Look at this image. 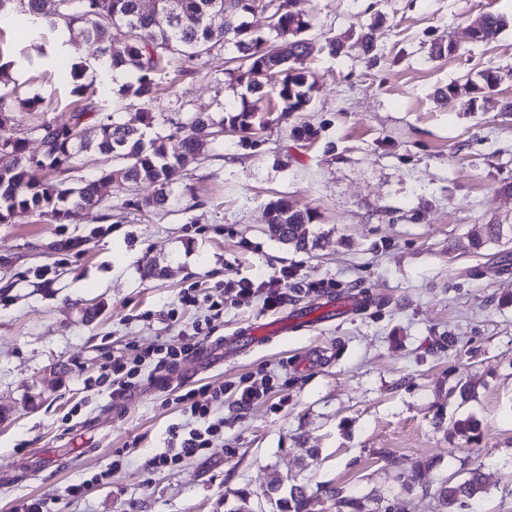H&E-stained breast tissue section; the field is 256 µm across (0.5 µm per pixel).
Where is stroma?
<instances>
[{
  "mask_svg": "<svg viewBox=\"0 0 512 512\" xmlns=\"http://www.w3.org/2000/svg\"><path fill=\"white\" fill-rule=\"evenodd\" d=\"M310 37L372 32L370 54L328 51L299 59L314 88L308 111L268 125L257 139L227 133L205 150L169 205L153 188L107 187L74 224L21 214L0 224V512L45 502L49 512H288L304 487L308 512H337L329 490L364 497L371 512H441L442 481L485 463L484 512H512V243L473 251L483 224H512V79L477 104H446L437 89L512 70V0H306ZM487 13L506 27L489 43L471 28ZM455 42L454 57L431 44ZM232 45L184 63L153 103L166 135L191 113L221 119L238 103ZM0 79L41 109L18 110L29 152L37 129L68 121L74 98L49 60H20ZM315 135L295 139L294 125ZM285 197L318 216V248L305 253L267 231L266 206ZM72 241L58 252L54 244ZM162 278L146 277L152 267ZM294 271L273 310L233 281ZM188 288L224 294L213 343L221 354L178 363L173 382L143 380L122 409L99 378L102 363L178 343L210 314L183 306ZM357 298L347 314L323 313L327 297ZM94 304L99 314L83 319ZM308 314L279 337L256 325ZM62 368L50 378V368ZM269 379L266 396L240 408L236 388ZM471 382L462 400L450 387ZM223 387L210 419L224 436L169 468L146 461L188 425L180 394ZM479 423L475 440L452 421ZM429 463L404 483L413 462ZM109 479H101L103 471ZM80 486L72 497L69 486Z\"/></svg>",
  "mask_w": 512,
  "mask_h": 512,
  "instance_id": "stroma-1",
  "label": "stroma"
}]
</instances>
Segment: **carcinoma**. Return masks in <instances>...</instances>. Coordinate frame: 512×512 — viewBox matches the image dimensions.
<instances>
[{"label": "carcinoma", "instance_id": "obj_1", "mask_svg": "<svg viewBox=\"0 0 512 512\" xmlns=\"http://www.w3.org/2000/svg\"><path fill=\"white\" fill-rule=\"evenodd\" d=\"M281 13L271 26L274 38L247 28L246 18L262 7V0H172L170 10L143 13L140 0H0V15L15 10L29 15L41 28L54 32L82 25L88 40L98 45L97 69L83 62L58 61L57 71L74 83L79 105L71 110L63 125L43 123L39 129L44 149L31 161L26 138L15 128L14 116L6 109L9 92L0 93V223L8 224L17 214L35 213L51 224H75L82 212L100 203L105 185L129 186L148 181L156 186L147 207H162L187 167L201 150L213 143L217 128H227L242 139L256 137L271 122L259 112L257 102L273 98L282 104L277 120H285L307 109L312 83L308 75L293 68V61L314 51L306 37L311 28L308 12L299 7ZM506 21L492 13L484 15L471 34L476 43L494 40ZM229 43L242 65L230 72L231 80L246 89L240 104L224 109L216 121L205 112L191 114L186 122L174 124L166 136L145 141L155 115L150 105L159 96L162 76L174 61L192 62L210 54L218 45ZM122 69L132 77L121 89V99L106 109L96 98L98 86L111 72ZM281 74L278 84L267 88L259 81L261 70ZM512 78V71L488 67L471 83V92L486 93ZM101 118L93 126L88 119ZM178 138L170 149L167 142ZM96 153L112 157V167L103 169L75 187H66L57 176L75 168L79 156ZM272 237L297 249L310 250L321 236L312 230L316 216L280 197L266 207ZM512 242V225L486 224L483 233L470 239L477 250L487 244ZM487 492L481 468L466 472L459 483L446 480L439 488L444 512L466 506L480 512ZM341 512H369L367 501L358 497L338 500Z\"/></svg>", "mask_w": 512, "mask_h": 512}]
</instances>
